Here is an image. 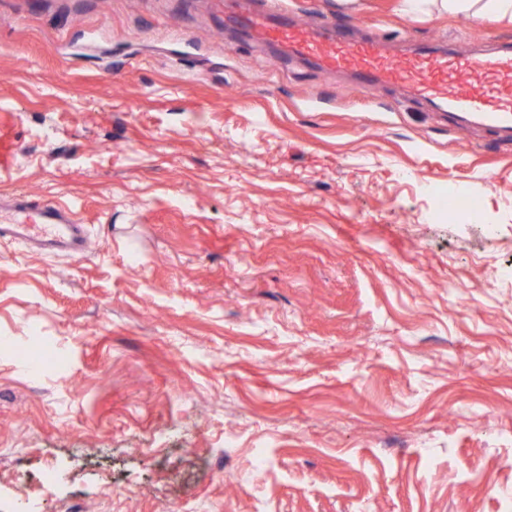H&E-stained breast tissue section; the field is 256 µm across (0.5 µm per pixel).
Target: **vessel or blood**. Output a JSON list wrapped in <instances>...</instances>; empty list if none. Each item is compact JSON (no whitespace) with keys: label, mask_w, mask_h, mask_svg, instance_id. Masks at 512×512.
Masks as SVG:
<instances>
[{"label":"vessel or blood","mask_w":512,"mask_h":512,"mask_svg":"<svg viewBox=\"0 0 512 512\" xmlns=\"http://www.w3.org/2000/svg\"><path fill=\"white\" fill-rule=\"evenodd\" d=\"M236 24L260 43L282 45L289 55L311 59L327 73L352 71L365 86L398 84L438 103L452 115L483 126L512 130V47L484 55L427 51L416 57L388 53L384 41L346 44L331 25L294 22L287 13L241 14ZM21 245L47 256L83 257L90 238L71 209L19 200L0 213V246Z\"/></svg>","instance_id":"vessel-or-blood-1"}]
</instances>
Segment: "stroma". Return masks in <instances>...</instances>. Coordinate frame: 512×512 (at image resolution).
<instances>
[{
	"label": "stroma",
	"mask_w": 512,
	"mask_h": 512,
	"mask_svg": "<svg viewBox=\"0 0 512 512\" xmlns=\"http://www.w3.org/2000/svg\"><path fill=\"white\" fill-rule=\"evenodd\" d=\"M281 4L395 54L512 42ZM0 166L92 240L0 249V337L48 354L0 347V512H512L511 137L239 39L223 0H0ZM448 196L455 200L454 206L448 209V217L463 216L469 221L480 222L481 210L477 202L471 197L454 192L448 186Z\"/></svg>",
	"instance_id": "stroma-1"
}]
</instances>
